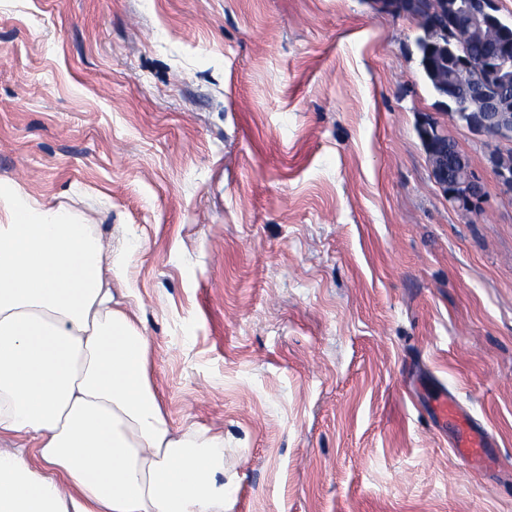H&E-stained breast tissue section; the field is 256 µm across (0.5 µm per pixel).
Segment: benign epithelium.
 Returning <instances> with one entry per match:
<instances>
[{
  "instance_id": "7a95c632",
  "label": "benign epithelium",
  "mask_w": 512,
  "mask_h": 512,
  "mask_svg": "<svg viewBox=\"0 0 512 512\" xmlns=\"http://www.w3.org/2000/svg\"><path fill=\"white\" fill-rule=\"evenodd\" d=\"M459 13L468 24L478 27L483 23L498 24L495 0H458ZM480 108L462 122L473 135L487 146V167L499 193L512 196V165L505 162L504 151L495 144L512 139V59L498 66L488 67L484 84L474 86ZM433 181L454 209L473 214L485 196L484 184L471 169V164L461 161L453 179H448L444 165L429 163Z\"/></svg>"
}]
</instances>
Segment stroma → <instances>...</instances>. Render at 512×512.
I'll return each mask as SVG.
<instances>
[{"label": "stroma", "mask_w": 512, "mask_h": 512, "mask_svg": "<svg viewBox=\"0 0 512 512\" xmlns=\"http://www.w3.org/2000/svg\"><path fill=\"white\" fill-rule=\"evenodd\" d=\"M368 0H0V186L130 256L116 299L224 512H512V196ZM485 183L449 206L416 127ZM489 436L452 452L440 391Z\"/></svg>", "instance_id": "obj_1"}]
</instances>
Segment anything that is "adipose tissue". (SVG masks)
<instances>
[{"instance_id":"1","label":"adipose tissue","mask_w":512,"mask_h":512,"mask_svg":"<svg viewBox=\"0 0 512 512\" xmlns=\"http://www.w3.org/2000/svg\"><path fill=\"white\" fill-rule=\"evenodd\" d=\"M92 225L0 190V512H224V440L175 434Z\"/></svg>"}]
</instances>
